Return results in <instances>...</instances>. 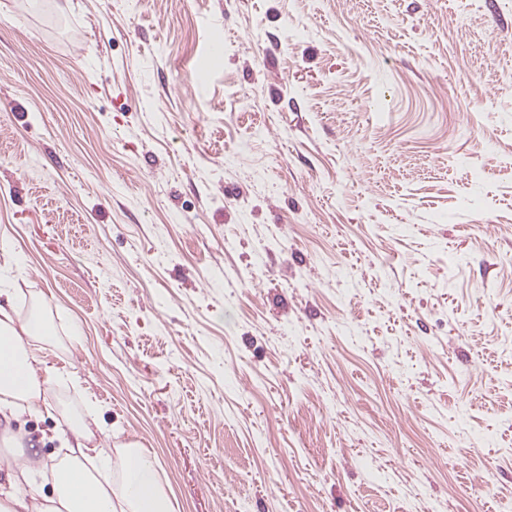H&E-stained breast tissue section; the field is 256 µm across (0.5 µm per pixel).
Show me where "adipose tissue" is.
Segmentation results:
<instances>
[{"mask_svg": "<svg viewBox=\"0 0 512 512\" xmlns=\"http://www.w3.org/2000/svg\"><path fill=\"white\" fill-rule=\"evenodd\" d=\"M52 339L41 302L23 317L14 306L0 305L1 413L56 412L48 398L52 374L37 357ZM59 415L65 429L58 438L66 450L60 460L35 469L26 455L0 454L9 467L0 484V512H173L152 455L136 441L113 446L98 403ZM35 475L48 493L23 492V482Z\"/></svg>", "mask_w": 512, "mask_h": 512, "instance_id": "1", "label": "adipose tissue"}]
</instances>
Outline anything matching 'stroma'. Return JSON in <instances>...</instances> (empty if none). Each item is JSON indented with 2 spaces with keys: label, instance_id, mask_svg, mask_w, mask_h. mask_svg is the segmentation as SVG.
Masks as SVG:
<instances>
[{
  "label": "stroma",
  "instance_id": "1",
  "mask_svg": "<svg viewBox=\"0 0 512 512\" xmlns=\"http://www.w3.org/2000/svg\"><path fill=\"white\" fill-rule=\"evenodd\" d=\"M0 289L174 512H512V0H0Z\"/></svg>",
  "mask_w": 512,
  "mask_h": 512
}]
</instances>
